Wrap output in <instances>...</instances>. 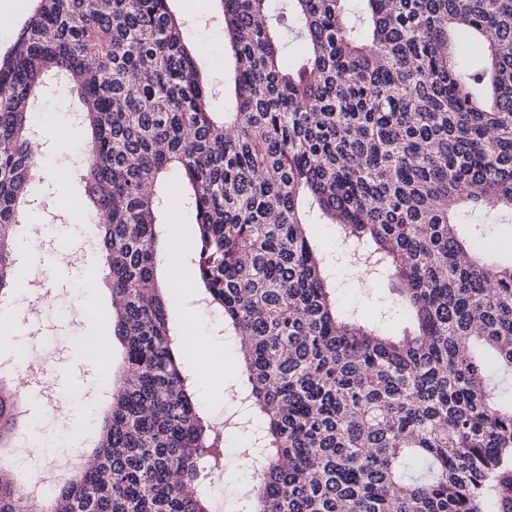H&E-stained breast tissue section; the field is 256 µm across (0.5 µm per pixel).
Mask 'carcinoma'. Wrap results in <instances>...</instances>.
<instances>
[{
    "instance_id": "carcinoma-1",
    "label": "carcinoma",
    "mask_w": 512,
    "mask_h": 512,
    "mask_svg": "<svg viewBox=\"0 0 512 512\" xmlns=\"http://www.w3.org/2000/svg\"><path fill=\"white\" fill-rule=\"evenodd\" d=\"M169 2L35 0L0 53V302L24 280L8 230L39 179L54 75L91 133L70 171L124 349L90 460L57 473L47 512H226L208 480L231 426L252 512H501L512 261L482 262L476 228L512 223V0H219L235 60L220 114ZM460 31L485 66L462 63ZM170 181L194 214L200 300L244 347L246 415L225 427L198 410L156 276ZM311 224L365 246L350 258L368 281L393 279L399 333L339 306ZM17 410L0 379L1 448ZM26 502L0 469V512Z\"/></svg>"
}]
</instances>
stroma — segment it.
Masks as SVG:
<instances>
[{"instance_id":"obj_1","label":"stroma","mask_w":512,"mask_h":512,"mask_svg":"<svg viewBox=\"0 0 512 512\" xmlns=\"http://www.w3.org/2000/svg\"><path fill=\"white\" fill-rule=\"evenodd\" d=\"M174 7L185 21V41L198 50L199 63L209 77L215 111L232 107L233 83L230 71L224 68V23L216 0H176ZM43 109L52 115L51 129L41 137L45 172L31 189V224L14 227L18 254L30 252L34 255L37 285L30 293L37 315L32 320L23 319L17 305H0V319L16 323L15 341L25 352L23 363L0 374V379L26 394L30 391L29 370L37 368L43 389L54 397L55 404L47 411L40 408L33 411L32 417L38 425L33 435L45 444L41 467L53 469L96 439L95 423L85 409L105 404L106 385L113 371L100 369L84 355L81 344L93 336L111 335V292L105 286L93 294L87 291L90 276L102 280L108 273L97 251H90L84 259L68 268L55 265L51 259L53 252L70 249L76 238L85 236L86 227L82 213L54 218L47 210L48 202L53 200H78L83 196L81 187L61 177L71 164L72 152L81 147L73 122L77 102L51 93ZM191 220V210L175 201L160 214L164 233L177 245L183 257L192 245ZM35 225L39 226L42 237L49 241V248L34 247L31 228ZM310 230L319 236L329 256L327 274L341 305L362 314L370 313L372 299L368 285L353 264L342 258L341 245L331 226L314 224ZM179 274L183 286L177 293L176 306L170 311V322L178 328L185 313L195 315L197 335L207 339L223 353L225 361L232 364V371L224 376L225 388H232L241 378L240 371L234 368L239 361L238 350L230 341L221 338V316L200 304L194 270L185 260L179 264ZM87 303L98 310V320L92 321L83 315L82 308ZM65 418L75 421L73 431L68 434L58 429L59 421ZM33 435L21 429L17 432V440L23 443Z\"/></svg>"}]
</instances>
